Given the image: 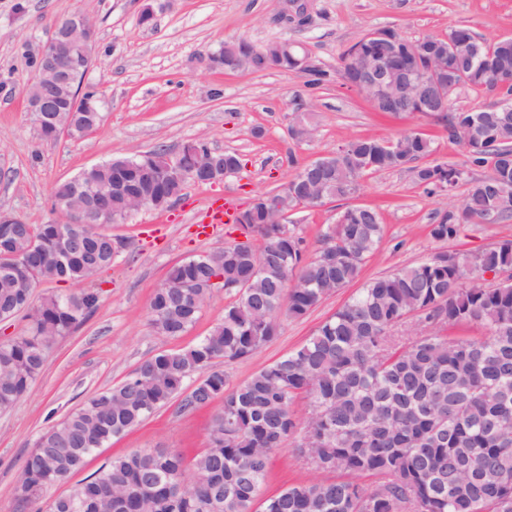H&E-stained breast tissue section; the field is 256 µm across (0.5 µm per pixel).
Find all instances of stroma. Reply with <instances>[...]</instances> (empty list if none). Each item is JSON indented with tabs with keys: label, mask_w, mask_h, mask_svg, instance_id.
Here are the masks:
<instances>
[{
	"label": "stroma",
	"mask_w": 512,
	"mask_h": 512,
	"mask_svg": "<svg viewBox=\"0 0 512 512\" xmlns=\"http://www.w3.org/2000/svg\"><path fill=\"white\" fill-rule=\"evenodd\" d=\"M163 2L153 26L147 27L139 22L144 0H0V210L29 224L44 223L58 182L86 167L159 147L173 155L197 137L212 148L237 151L243 160L241 170L221 182L187 183L183 197L167 210L142 211L126 223L104 225V232L122 239L124 247L94 283L96 310L54 343L30 392L0 415V512H17L22 465L42 434L97 393L129 378L142 360L193 344L223 316L229 296L216 287L197 322L179 338L156 334L149 317L153 292L174 265L237 239L230 224L198 235L197 223L209 200L229 195L246 206L255 195L285 184L297 166L335 153L358 136L420 132L432 141L430 162L465 163L464 148L449 141L438 113L377 112L362 95L343 86L340 56L349 45L384 27L409 39L444 36L458 27L488 39L512 37V0H303L310 22L302 27L284 21L288 0ZM73 13L85 14L96 25V62L85 82L102 101V122L79 140L43 141L26 108L25 89L40 45L56 22ZM240 39L258 46L301 43L329 79L311 88L305 76L292 72H227L204 65L209 53ZM299 100L313 106L308 118L315 133L305 141L289 133ZM361 183L353 202L378 210L384 225L361 281L444 251H475L512 238L511 220L463 223L453 239L434 240L431 224L459 208L463 191L427 194L411 167L369 174ZM347 204L337 200L296 209L287 221L313 251ZM353 292L349 286L333 293L300 319L280 316L271 342L250 357L224 364L231 385L303 344ZM213 413L210 407L185 413L172 404L162 407L93 453L67 483L50 487L37 504L39 512L113 457L150 448H175L191 456L207 448ZM296 444V437H289L273 453L264 495L310 479Z\"/></svg>",
	"instance_id": "1"
}]
</instances>
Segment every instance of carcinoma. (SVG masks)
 <instances>
[{"label":"carcinoma","mask_w":512,"mask_h":512,"mask_svg":"<svg viewBox=\"0 0 512 512\" xmlns=\"http://www.w3.org/2000/svg\"><path fill=\"white\" fill-rule=\"evenodd\" d=\"M394 37L400 49L432 40L451 46L448 93L439 103L448 139L467 152V165L488 169L468 182L461 210L431 225L437 241L456 236L464 222L498 224L512 219V111L491 106L460 109L462 88L493 94L512 108V83L502 84L486 60L512 64V38L487 40L471 29L420 41L387 27L368 33L341 55L344 84L358 92L350 70L352 51L377 53ZM255 53L258 72L304 74L309 85L328 73L306 63L303 47L288 41L256 46L246 39L208 56L213 67L229 69L233 57ZM61 106L77 108L74 136L98 128L101 100L88 90ZM211 150L190 140L180 149L190 171L197 155ZM432 153L431 140L411 132L393 140L361 136L344 145L343 157L328 169L298 167L288 183L268 192L286 200V211L313 208L351 198L360 178L410 163L418 184L430 194L464 180L454 164H418ZM169 154L159 148L119 157L89 171L91 184L104 191L105 223L127 216V199L114 189L146 191L143 163L157 177L155 190L178 198L180 182L164 179ZM318 183L323 199L308 198L306 184ZM82 183L70 178L56 185L51 210L77 204ZM236 229L244 243L204 251L173 266L149 305L154 331L170 338L197 321L217 278L232 301L210 332L192 345L154 354L132 376L71 413L40 438L43 451L24 460L17 494L27 507L42 492L68 481L86 459L139 426L155 410L178 401L187 412L223 400L209 424V446L186 460L168 448L134 450L112 459L79 484L68 499L56 498L49 512H512V239L478 251L451 250L433 259L367 282L301 346L262 367L241 384H228L217 360L247 358L277 334V317L299 319L327 296L355 282L383 236L380 214L349 206L327 227L321 246L307 256L306 241L287 224H269L263 196L253 198ZM56 218L25 225L13 238L0 224V312L12 310L29 320L26 334L0 342V413L24 397L42 371L47 351L97 308L99 295L85 287L90 270L112 265V235L94 224H76L84 252L61 269L57 282L79 287L69 294L34 299L39 278L48 277L61 246ZM491 271L484 285L473 270ZM421 329L395 335L406 319ZM475 324L480 337L450 336L447 328ZM307 400L298 417L291 405ZM291 435L296 451L316 474L335 473L291 484L262 497L272 453Z\"/></svg>","instance_id":"cac0c4a2"}]
</instances>
